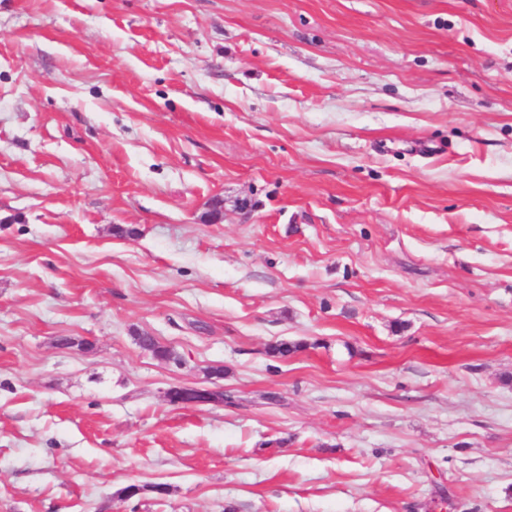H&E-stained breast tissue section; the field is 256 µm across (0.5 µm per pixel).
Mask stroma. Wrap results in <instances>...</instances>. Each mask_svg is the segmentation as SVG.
<instances>
[{"label":"stroma","instance_id":"obj_1","mask_svg":"<svg viewBox=\"0 0 512 512\" xmlns=\"http://www.w3.org/2000/svg\"><path fill=\"white\" fill-rule=\"evenodd\" d=\"M0 512H512V0H0Z\"/></svg>","mask_w":512,"mask_h":512}]
</instances>
